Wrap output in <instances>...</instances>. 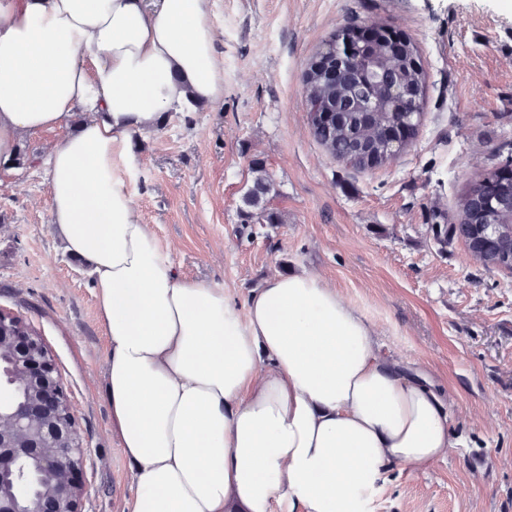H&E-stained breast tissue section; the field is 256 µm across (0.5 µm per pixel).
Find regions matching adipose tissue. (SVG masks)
<instances>
[{
    "label": "adipose tissue",
    "mask_w": 512,
    "mask_h": 512,
    "mask_svg": "<svg viewBox=\"0 0 512 512\" xmlns=\"http://www.w3.org/2000/svg\"><path fill=\"white\" fill-rule=\"evenodd\" d=\"M218 39L211 0H0V166L78 121L45 159L50 217L92 267L131 512H371L393 467L452 448L440 395L315 272L242 309L180 275L123 185L133 135L223 98Z\"/></svg>",
    "instance_id": "adipose-tissue-1"
}]
</instances>
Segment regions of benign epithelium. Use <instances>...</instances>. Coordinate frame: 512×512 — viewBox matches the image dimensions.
<instances>
[{
	"label": "benign epithelium",
	"instance_id": "1",
	"mask_svg": "<svg viewBox=\"0 0 512 512\" xmlns=\"http://www.w3.org/2000/svg\"><path fill=\"white\" fill-rule=\"evenodd\" d=\"M385 48V59L373 55ZM332 65L317 61L313 71L336 77L349 95L334 109L314 112L320 126L340 121L347 112L372 115L383 108L406 113V120L384 134L380 157L369 164L387 163L407 145L409 132L421 112L422 83L395 78L385 60H407L410 44L388 36L378 27H340L325 49ZM466 197L488 213L486 234L498 237L497 225L512 223V195L502 196L484 178ZM0 512H82L83 489L75 474L84 465L77 417L55 372L49 350L29 326L0 308Z\"/></svg>",
	"mask_w": 512,
	"mask_h": 512
}]
</instances>
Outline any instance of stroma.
Returning a JSON list of instances; mask_svg holds the SVG:
<instances>
[{
	"label": "stroma",
	"mask_w": 512,
	"mask_h": 512,
	"mask_svg": "<svg viewBox=\"0 0 512 512\" xmlns=\"http://www.w3.org/2000/svg\"><path fill=\"white\" fill-rule=\"evenodd\" d=\"M212 21L223 98L166 113L122 169L142 222L181 275L241 305L271 275L319 273L384 356L439 392L452 449L429 470L394 469L372 512H512V272L432 231L512 157V0H212ZM343 24L410 41L424 72L416 136L373 169L331 156L308 124L304 73ZM59 136L24 137L27 163L0 172V307L41 336L75 409L84 512H129L137 485L112 436L92 276L50 224L44 158ZM258 165L280 223H254L243 203Z\"/></svg>",
	"instance_id": "stroma-1"
}]
</instances>
